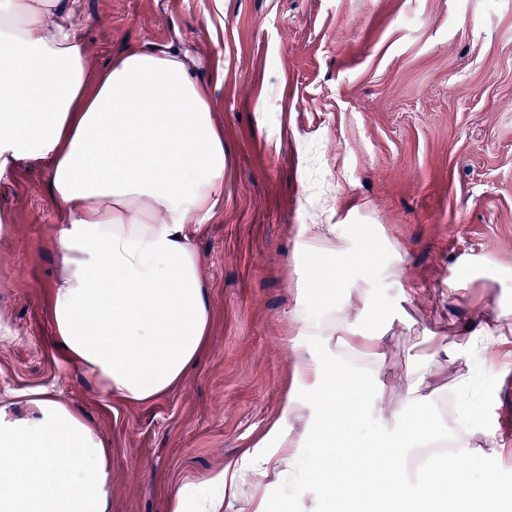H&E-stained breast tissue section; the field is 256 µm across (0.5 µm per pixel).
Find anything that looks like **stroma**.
I'll return each mask as SVG.
<instances>
[{"label": "stroma", "mask_w": 512, "mask_h": 512, "mask_svg": "<svg viewBox=\"0 0 512 512\" xmlns=\"http://www.w3.org/2000/svg\"><path fill=\"white\" fill-rule=\"evenodd\" d=\"M87 77L132 47L180 49L224 135V199L193 236L212 330L200 362L143 403L100 394L53 345L48 297L59 224L45 166L0 181V405L44 392L73 406L112 450V512H166L171 488L269 451L295 352L318 349L291 317L306 300L297 250L331 224L356 250L384 249L390 288L353 301L391 314L386 398L426 354L462 342L474 309L512 307V0H80ZM463 281L449 290L448 278ZM434 387L468 375L474 423L491 428L497 367L434 359ZM278 512H328L324 460Z\"/></svg>", "instance_id": "obj_1"}]
</instances>
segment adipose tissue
I'll use <instances>...</instances> for the list:
<instances>
[{
    "label": "adipose tissue",
    "instance_id": "ef3b65f1",
    "mask_svg": "<svg viewBox=\"0 0 512 512\" xmlns=\"http://www.w3.org/2000/svg\"><path fill=\"white\" fill-rule=\"evenodd\" d=\"M79 14L78 0H0V180L47 165L61 224L55 345L101 393L147 402L181 383L207 345L210 308L191 238L224 195V138L179 49H129L89 84ZM300 249L309 299L292 319L320 354L294 362L271 430L275 451L173 489L168 512H228L242 499L270 512L266 479L291 491L305 477L307 447L330 462L319 489L338 512H477L476 451L497 442L472 426L468 377L441 415L431 361L419 360L399 403L386 405L384 327L352 329L353 303L334 299L378 273L397 281L398 266L380 267L370 249L348 252L318 224ZM474 325L473 337L449 347L450 361L469 362L511 335L512 311L480 313ZM29 403L24 417L0 408V512H112L111 448L73 408L41 393ZM443 426L465 464L432 457L415 491L406 458ZM367 429L377 451L356 455Z\"/></svg>",
    "mask_w": 512,
    "mask_h": 512
}]
</instances>
